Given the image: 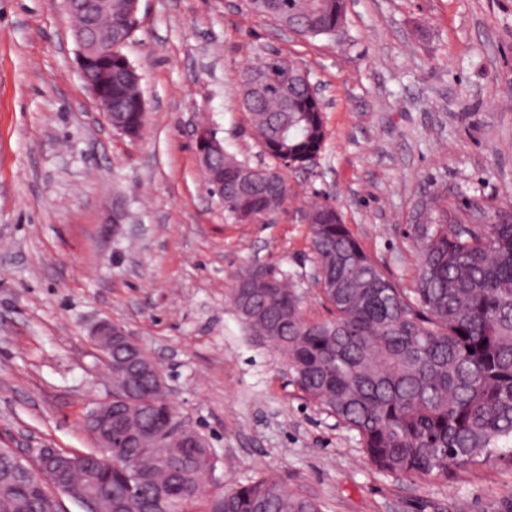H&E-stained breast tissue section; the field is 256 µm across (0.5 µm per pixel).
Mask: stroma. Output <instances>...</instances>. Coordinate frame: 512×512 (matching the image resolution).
I'll list each match as a JSON object with an SVG mask.
<instances>
[{"label":"stroma","mask_w":512,"mask_h":512,"mask_svg":"<svg viewBox=\"0 0 512 512\" xmlns=\"http://www.w3.org/2000/svg\"><path fill=\"white\" fill-rule=\"evenodd\" d=\"M139 19L123 48L147 107L132 141L82 79L62 0H0V446L95 449L85 420L112 383L89 330L109 319L158 362L222 486L270 476L325 512H502L511 453L416 484L368 467L227 295L241 269L269 265L299 275L306 315L325 316L314 202L336 204L407 289L414 225L512 212V0H348L341 33L315 39L249 0H140ZM269 51L309 69L327 140L315 165L286 171L270 223L229 224L193 129L268 163L238 87Z\"/></svg>","instance_id":"1"}]
</instances>
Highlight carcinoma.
Segmentation results:
<instances>
[{
  "label": "carcinoma",
  "instance_id": "obj_1",
  "mask_svg": "<svg viewBox=\"0 0 512 512\" xmlns=\"http://www.w3.org/2000/svg\"><path fill=\"white\" fill-rule=\"evenodd\" d=\"M259 18L310 16L303 36H336L345 0H250ZM137 14L128 0H112L100 28L112 45L128 40ZM293 61L262 58L241 70L239 100L264 151L288 154L311 167L326 141L323 108L303 85L283 82L260 96L248 92L270 67ZM141 75L112 52V118L131 139L145 124ZM224 184V216L270 217L285 201L279 169L254 165L214 148L201 154ZM315 279L328 316L303 313L295 275L249 266L228 298L248 335L283 356L290 384L355 433L365 461L380 473L411 481L446 479L453 469L484 463L512 446V216L492 224H417L419 272L405 290L385 274L352 235L336 206L322 202L307 214ZM129 404L112 420V467L86 454L87 470H72L63 451L52 476L82 481L92 494L112 498V512H324V506L267 476L250 477L219 493L205 489L216 453L197 448L191 432L176 448H130L142 425L177 419L166 400L139 404V392L115 394ZM48 484L18 470L0 454V512H43Z\"/></svg>",
  "mask_w": 512,
  "mask_h": 512
}]
</instances>
